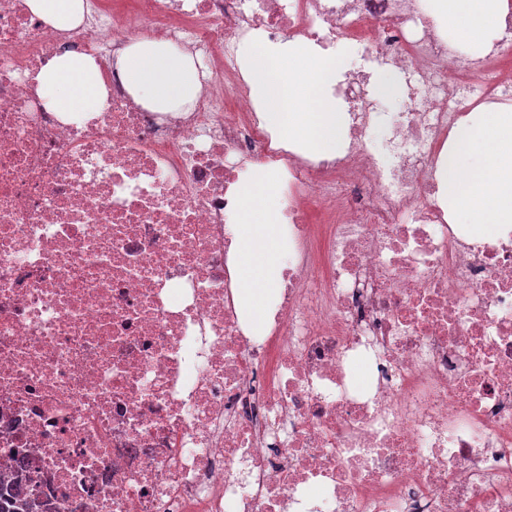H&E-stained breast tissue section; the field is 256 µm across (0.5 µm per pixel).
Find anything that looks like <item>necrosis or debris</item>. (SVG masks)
<instances>
[{
  "instance_id": "1",
  "label": "necrosis or debris",
  "mask_w": 512,
  "mask_h": 512,
  "mask_svg": "<svg viewBox=\"0 0 512 512\" xmlns=\"http://www.w3.org/2000/svg\"><path fill=\"white\" fill-rule=\"evenodd\" d=\"M84 2L57 32L0 0V472L38 512H512V231L466 241L439 181L459 120L512 101V15L472 56L422 0ZM257 37L348 48L336 157L274 147L241 72ZM133 39L195 57L191 111L131 98ZM66 52L95 57L99 116L41 105ZM279 160L288 262L256 338L227 226ZM380 74L392 75L388 70H384L381 68L372 70L371 82L375 85L377 89V78L379 77ZM394 81L395 79L389 75H382L378 78L380 90L384 92V94L381 92L379 100L386 112H400L403 109L404 100L406 96L405 87L398 81L397 90L392 93H389L393 90L395 86Z\"/></svg>"
}]
</instances>
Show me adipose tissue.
Instances as JSON below:
<instances>
[{
    "mask_svg": "<svg viewBox=\"0 0 512 512\" xmlns=\"http://www.w3.org/2000/svg\"><path fill=\"white\" fill-rule=\"evenodd\" d=\"M53 28L71 31L84 19L83 0H26ZM426 13L454 45L478 54L491 47L512 10V0H423ZM244 74L261 108L263 126L309 156L333 155L343 146V107L330 94L346 64L313 45L247 44ZM135 102L158 112H185L201 85L193 58L157 41L138 40L114 61ZM43 105L65 121L104 111L108 90L93 56L54 57L36 75ZM448 221L477 237L512 226V105L483 104L463 117L448 141L441 173ZM238 206L231 251L235 301L248 330L265 334L283 280L287 242L279 221L281 187L276 167H258L236 189Z\"/></svg>",
    "mask_w": 512,
    "mask_h": 512,
    "instance_id": "adipose-tissue-1",
    "label": "adipose tissue"
}]
</instances>
